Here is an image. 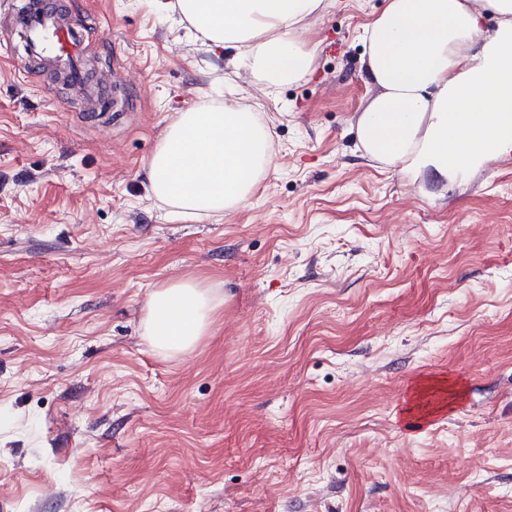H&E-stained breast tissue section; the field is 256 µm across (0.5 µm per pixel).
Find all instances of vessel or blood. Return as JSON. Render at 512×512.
Returning <instances> with one entry per match:
<instances>
[{"label": "vessel or blood", "mask_w": 512, "mask_h": 512, "mask_svg": "<svg viewBox=\"0 0 512 512\" xmlns=\"http://www.w3.org/2000/svg\"><path fill=\"white\" fill-rule=\"evenodd\" d=\"M12 26L22 32L32 58L57 64L70 81L86 93L110 83L113 72L89 81L83 68L85 36L81 29L53 8L21 7L12 16Z\"/></svg>", "instance_id": "b4317fda"}]
</instances>
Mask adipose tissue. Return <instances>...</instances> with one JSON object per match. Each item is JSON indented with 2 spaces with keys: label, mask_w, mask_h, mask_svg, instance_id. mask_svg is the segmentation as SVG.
Here are the masks:
<instances>
[{
  "label": "adipose tissue",
  "mask_w": 512,
  "mask_h": 512,
  "mask_svg": "<svg viewBox=\"0 0 512 512\" xmlns=\"http://www.w3.org/2000/svg\"><path fill=\"white\" fill-rule=\"evenodd\" d=\"M323 2L153 0L266 95L314 74L307 23ZM363 40L362 71L377 90L355 121L363 157L448 187L512 153V0H386ZM272 144L259 114L233 100L176 113L151 156L147 190L185 219L238 211L271 166ZM216 306L190 280L157 288L144 334L163 356L190 353Z\"/></svg>",
  "instance_id": "adipose-tissue-1"
}]
</instances>
